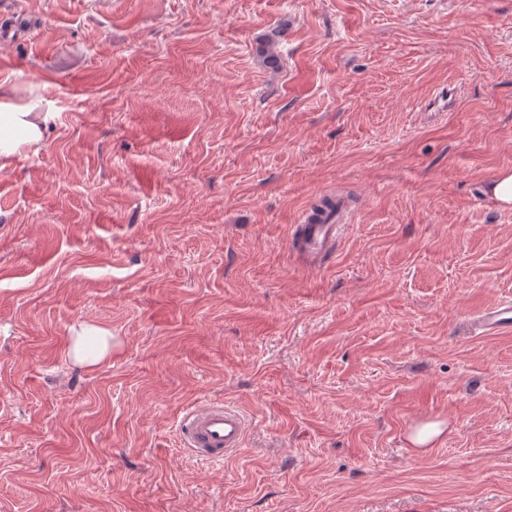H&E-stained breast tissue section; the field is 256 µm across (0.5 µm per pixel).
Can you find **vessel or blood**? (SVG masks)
<instances>
[{"label":"vessel or blood","mask_w":512,"mask_h":512,"mask_svg":"<svg viewBox=\"0 0 512 512\" xmlns=\"http://www.w3.org/2000/svg\"><path fill=\"white\" fill-rule=\"evenodd\" d=\"M342 214H334L326 223L306 224L292 247L297 256L313 266L321 265L330 254L342 231ZM477 326L485 332L512 327V303L483 310ZM249 423L235 407L221 401L205 400L194 406L180 424V436L186 451L195 459L223 462L226 456L242 450Z\"/></svg>","instance_id":"obj_1"}]
</instances>
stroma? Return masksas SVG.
<instances>
[{"mask_svg":"<svg viewBox=\"0 0 512 512\" xmlns=\"http://www.w3.org/2000/svg\"><path fill=\"white\" fill-rule=\"evenodd\" d=\"M0 50V110L56 115L0 157V512H512V329L474 323L512 0H17ZM207 399L250 422L220 464L179 441ZM306 213L303 217L302 235L295 240L292 238L291 245L297 256L310 265L319 267L325 256L334 250L339 238L343 224V211L338 210L326 224H305ZM70 356L80 365H95L111 350L112 334L93 324L82 323L71 329Z\"/></svg>","mask_w":512,"mask_h":512,"instance_id":"stroma-1","label":"stroma"}]
</instances>
